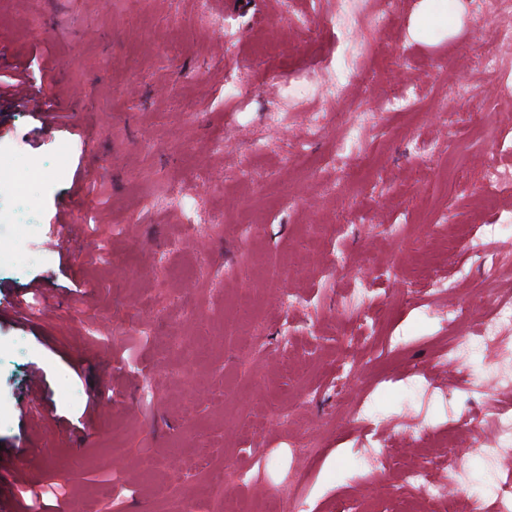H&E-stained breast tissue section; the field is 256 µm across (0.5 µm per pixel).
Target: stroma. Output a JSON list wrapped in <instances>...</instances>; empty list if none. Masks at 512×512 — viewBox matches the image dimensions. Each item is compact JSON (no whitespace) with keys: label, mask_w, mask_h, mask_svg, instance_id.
<instances>
[{"label":"stroma","mask_w":512,"mask_h":512,"mask_svg":"<svg viewBox=\"0 0 512 512\" xmlns=\"http://www.w3.org/2000/svg\"><path fill=\"white\" fill-rule=\"evenodd\" d=\"M474 10L393 0L379 26L341 28L335 0H0V73L38 83L29 64L52 48L70 104L56 138L13 105L0 131V206L32 227L0 303L34 285L51 302L0 315V512H18L22 474L68 483V512H221L286 488L303 512H409L401 468L439 481L452 461L468 512L512 478L489 423H469L476 386L512 390V325L500 348L435 360L478 330L472 293L512 288V227L487 236L512 219V183L476 195L484 164L512 168V138L493 112L471 132L499 80ZM346 61L344 94L324 98ZM406 87L414 108L387 110ZM348 123L360 137L340 157ZM79 169L108 205L73 193ZM64 208L77 239L61 255Z\"/></svg>","instance_id":"obj_1"}]
</instances>
